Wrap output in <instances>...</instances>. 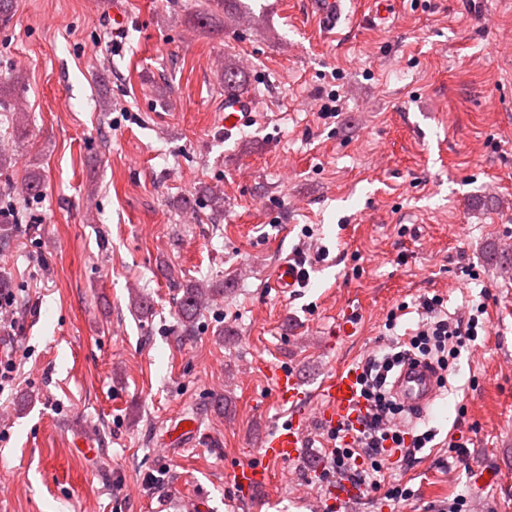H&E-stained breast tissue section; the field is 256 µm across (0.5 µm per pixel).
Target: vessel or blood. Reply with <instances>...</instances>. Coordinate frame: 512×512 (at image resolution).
<instances>
[{"instance_id":"1","label":"vessel or blood","mask_w":512,"mask_h":512,"mask_svg":"<svg viewBox=\"0 0 512 512\" xmlns=\"http://www.w3.org/2000/svg\"><path fill=\"white\" fill-rule=\"evenodd\" d=\"M313 6L324 27L332 30L343 16L345 0H314ZM252 108L248 98L233 93L226 94L225 130L249 123ZM269 377L276 399L289 405L292 417L268 437L261 463H246L235 469L233 480L247 493L269 482L272 465L299 458L301 448L306 445L309 425L307 405L310 401L318 402V420L327 429L339 424L358 426L360 417L365 413L364 400L359 389V373L353 366L344 364L333 369L313 392L304 389L295 371L274 369L270 371ZM392 390L410 413H422L437 395V375L427 363L410 359L396 373Z\"/></svg>"}]
</instances>
